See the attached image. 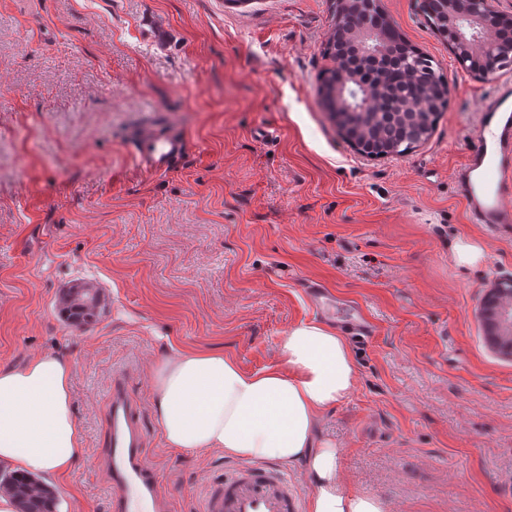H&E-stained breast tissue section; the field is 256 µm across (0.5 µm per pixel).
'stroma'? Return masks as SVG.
<instances>
[{
  "label": "stroma",
  "instance_id": "1",
  "mask_svg": "<svg viewBox=\"0 0 512 512\" xmlns=\"http://www.w3.org/2000/svg\"><path fill=\"white\" fill-rule=\"evenodd\" d=\"M379 6L450 94L428 142L371 159L318 91L336 0H0V367L73 364L86 456L55 482L58 512H109L119 374L171 512H200L233 461L165 446L150 368L175 349L273 365L316 318L307 281L376 326L349 337L356 386L319 421L346 485L387 512H512V357L481 317L512 279V236L468 223L454 181L494 82L459 70L421 0ZM149 129L184 134L185 160L143 168ZM469 236L487 259L463 271L449 244ZM85 283L102 302L78 327L59 298Z\"/></svg>",
  "mask_w": 512,
  "mask_h": 512
}]
</instances>
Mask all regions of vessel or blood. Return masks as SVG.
<instances>
[{
    "instance_id": "obj_1",
    "label": "vessel or blood",
    "mask_w": 512,
    "mask_h": 512,
    "mask_svg": "<svg viewBox=\"0 0 512 512\" xmlns=\"http://www.w3.org/2000/svg\"><path fill=\"white\" fill-rule=\"evenodd\" d=\"M188 152L176 135L147 134L138 158L149 170L164 171ZM460 200L470 223L512 227V82L500 80L482 102L467 134L464 162L456 171ZM312 303L336 312V297L322 284L306 285ZM112 488L111 512H170V497L148 458L138 413L123 378L112 382L109 432L101 457ZM299 489L277 467L237 465L209 481L202 512H304Z\"/></svg>"
}]
</instances>
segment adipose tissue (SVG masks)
Here are the masks:
<instances>
[{
	"label": "adipose tissue",
	"mask_w": 512,
	"mask_h": 512,
	"mask_svg": "<svg viewBox=\"0 0 512 512\" xmlns=\"http://www.w3.org/2000/svg\"><path fill=\"white\" fill-rule=\"evenodd\" d=\"M274 365L243 371L220 350H177L151 368L166 447L224 452L243 461L299 464L311 484L307 512H386L350 490L341 451L318 438L320 414L349 397L357 369L342 334L321 322L288 328ZM72 363L43 353L0 369V466L55 478L85 456L72 410Z\"/></svg>",
	"instance_id": "ef3b65f1"
}]
</instances>
